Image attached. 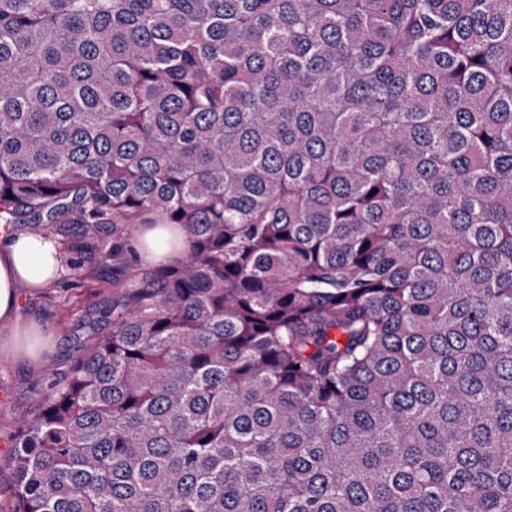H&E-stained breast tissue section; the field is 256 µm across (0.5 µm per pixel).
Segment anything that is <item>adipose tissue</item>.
I'll return each instance as SVG.
<instances>
[{"label": "adipose tissue", "mask_w": 512, "mask_h": 512, "mask_svg": "<svg viewBox=\"0 0 512 512\" xmlns=\"http://www.w3.org/2000/svg\"><path fill=\"white\" fill-rule=\"evenodd\" d=\"M60 271V246L46 234L11 237L4 252L0 253V321L13 323L16 336L8 350L9 355L31 359L37 355L31 339L38 335V328L13 321L18 285L43 288L55 281Z\"/></svg>", "instance_id": "1"}]
</instances>
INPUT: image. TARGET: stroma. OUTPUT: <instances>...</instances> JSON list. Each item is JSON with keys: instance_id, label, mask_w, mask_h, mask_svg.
I'll return each instance as SVG.
<instances>
[{"instance_id": "35a3bbf8", "label": "stroma", "mask_w": 512, "mask_h": 512, "mask_svg": "<svg viewBox=\"0 0 512 512\" xmlns=\"http://www.w3.org/2000/svg\"><path fill=\"white\" fill-rule=\"evenodd\" d=\"M64 272L45 288H20L17 317L25 323L43 327L40 339L41 359L29 364L20 360L0 359V512L12 506V475L4 461L11 446V435L24 417L37 409L36 391L46 389L55 375L67 370L79 341L86 330L84 321L94 316L98 307L112 295V269L130 260L123 252L112 262H100L97 256L85 257L83 279H76L71 264L74 252H62Z\"/></svg>"}]
</instances>
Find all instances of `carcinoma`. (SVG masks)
I'll list each match as a JSON object with an SVG mask.
<instances>
[{
  "instance_id": "carcinoma-1",
  "label": "carcinoma",
  "mask_w": 512,
  "mask_h": 512,
  "mask_svg": "<svg viewBox=\"0 0 512 512\" xmlns=\"http://www.w3.org/2000/svg\"><path fill=\"white\" fill-rule=\"evenodd\" d=\"M0 224L187 242L10 512H512V0H0Z\"/></svg>"
}]
</instances>
